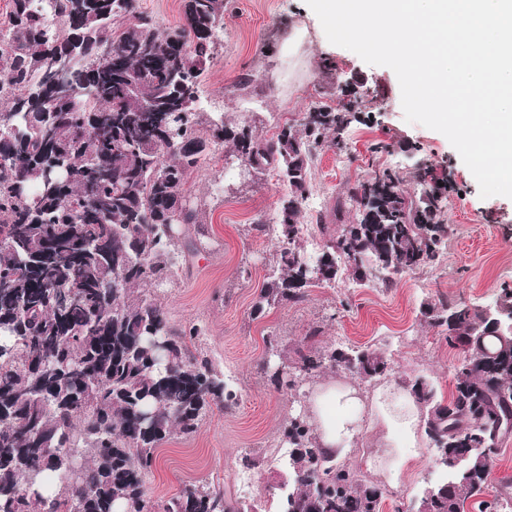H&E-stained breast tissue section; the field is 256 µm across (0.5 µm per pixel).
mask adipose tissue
Here are the masks:
<instances>
[{
	"mask_svg": "<svg viewBox=\"0 0 512 512\" xmlns=\"http://www.w3.org/2000/svg\"><path fill=\"white\" fill-rule=\"evenodd\" d=\"M311 420L319 447L331 456L346 455L367 425L377 429L382 450L371 466L390 473L395 458L410 462L420 456V405L401 384L379 387L366 399L354 386L321 383L313 395Z\"/></svg>",
	"mask_w": 512,
	"mask_h": 512,
	"instance_id": "adipose-tissue-1",
	"label": "adipose tissue"
}]
</instances>
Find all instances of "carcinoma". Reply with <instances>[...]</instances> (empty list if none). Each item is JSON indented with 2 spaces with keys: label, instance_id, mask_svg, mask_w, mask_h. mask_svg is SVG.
Instances as JSON below:
<instances>
[{
  "label": "carcinoma",
  "instance_id": "obj_1",
  "mask_svg": "<svg viewBox=\"0 0 512 512\" xmlns=\"http://www.w3.org/2000/svg\"><path fill=\"white\" fill-rule=\"evenodd\" d=\"M133 0H11L0 22V512H260L202 483L154 501L145 492L156 449L191 437L213 408L237 394L213 364L191 353L193 326L178 331L157 290L178 270L199 223L185 185L229 144L248 172L277 171L278 275L256 311L336 280L341 261L390 288L436 264L447 210L429 172L406 197L405 176L384 170L346 187L355 221L312 261L299 222L317 148L342 134L353 103H320L301 129L260 139L224 118L202 126L198 78L224 24V0H183V23L162 28L133 14ZM82 55L54 88L52 60ZM422 315L470 356L449 401L426 380L413 385L433 447L464 467L425 489L424 512H463L481 495L512 420V332L484 310L440 300ZM368 381L385 375L379 350L328 347L299 372L277 370L297 390L320 369ZM288 492L276 512H379L382 493L318 448L307 418L283 430Z\"/></svg>",
  "mask_w": 512,
  "mask_h": 512
}]
</instances>
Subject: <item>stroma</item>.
<instances>
[{
  "instance_id": "stroma-1",
  "label": "stroma",
  "mask_w": 512,
  "mask_h": 512,
  "mask_svg": "<svg viewBox=\"0 0 512 512\" xmlns=\"http://www.w3.org/2000/svg\"><path fill=\"white\" fill-rule=\"evenodd\" d=\"M294 30L301 33L296 43L288 40ZM342 100L355 101L356 119L336 145L319 150L309 196L319 211L329 210L347 185L391 168L403 172V189L414 198L420 188L413 173L431 168L452 185L442 261L404 274L389 289L355 284L348 270L332 286L310 288L302 302L255 312L278 246L263 226L287 188L270 170L243 175L240 162L225 161L223 149H216L208 167L186 184L204 209L201 250L160 295L173 327H202L190 349L223 373L239 402L209 412L194 437L175 434L158 448L145 484L152 499L212 481L225 497L269 512L288 478L278 453L284 424L296 411L310 412L316 383L352 381L324 371L294 395L272 382L274 366H299L302 356L332 345L371 347L384 352L393 369L368 382L352 381L363 394L424 379L440 399H450L464 351L425 321L422 304L445 299L483 307L494 303L502 283H512V199L481 198L448 139L405 120L393 70L329 43L305 0H227L224 26L198 83L195 106L204 117L220 115L227 125H246L271 138L282 127L298 126L315 104ZM376 442V432L363 431L344 464L380 488V512H416L426 483L442 475L433 448L424 445L420 460L399 465L392 478L366 466L378 453ZM504 492L512 494V436L494 455L481 498L468 500L464 512H483V501Z\"/></svg>"
}]
</instances>
